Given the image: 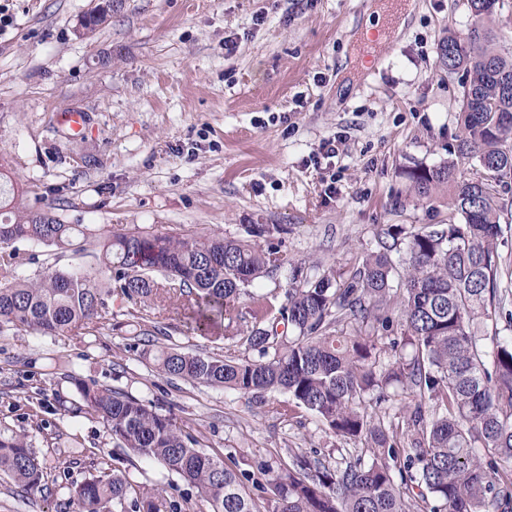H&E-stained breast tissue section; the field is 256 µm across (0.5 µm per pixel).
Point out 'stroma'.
I'll return each instance as SVG.
<instances>
[{
	"label": "stroma",
	"mask_w": 512,
	"mask_h": 512,
	"mask_svg": "<svg viewBox=\"0 0 512 512\" xmlns=\"http://www.w3.org/2000/svg\"><path fill=\"white\" fill-rule=\"evenodd\" d=\"M101 2L0 0V165L28 204L95 235L121 224L243 239L248 226L281 225L273 244L311 275L352 270L391 226L447 219L443 201L410 195L401 172L447 159L459 132V77L439 47L465 33L466 0H412L378 63L352 49L371 0H112L107 21L85 29ZM68 111L85 113L80 132L60 123ZM334 137L338 155L321 157ZM252 308L243 298L237 319L172 341L247 356ZM109 309L118 328L97 337L0 335V429L32 436L52 472L32 492L0 478V512H75L69 487L94 473L103 448L108 466L163 488L178 512L202 510L195 489L113 447L101 422L61 410L79 400L69 371L173 415L259 482V462L292 450H317L334 468L361 455L362 444L291 412L286 395L157 376L130 346L134 305L115 296ZM73 434L81 447H67Z\"/></svg>",
	"instance_id": "obj_1"
}]
</instances>
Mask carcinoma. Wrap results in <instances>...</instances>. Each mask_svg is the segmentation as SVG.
<instances>
[{
  "label": "carcinoma",
  "mask_w": 512,
  "mask_h": 512,
  "mask_svg": "<svg viewBox=\"0 0 512 512\" xmlns=\"http://www.w3.org/2000/svg\"><path fill=\"white\" fill-rule=\"evenodd\" d=\"M470 24L448 35L440 64L460 75L459 134L448 160L416 164L404 176L415 197L442 196L448 223L407 233L368 254L348 276L310 277L269 244L224 236L161 235L112 228L96 240L83 224H66L50 209L22 204L24 188L0 171V334L28 328L40 336L114 330L107 300L117 294L139 306L133 345L158 376L193 387L255 398L281 392L312 412L340 438L360 441L371 460L343 469L317 451L290 462H264L259 494L247 474L201 450L197 437L170 416L122 389L67 375L80 403L64 411L101 421L112 443L162 465L197 489L207 512H512V335L483 344L488 321L507 303L501 290V214L512 206V43H496L494 23L508 18L506 0H467ZM17 241L83 252L90 261L61 266L48 258L34 275ZM405 252L395 260L393 254ZM290 266L285 302L275 306L249 293L255 357L186 352L160 346L170 325L152 303L175 292L192 309L186 329L204 333L232 319L241 295L260 279ZM401 310V336H386L389 310ZM286 330L278 332V323ZM388 338L392 359L380 361ZM409 392L413 407L401 424L385 426L368 407ZM0 475L35 490L48 467L26 434L0 431ZM79 512H161L157 488L132 483L125 472L100 467L73 487Z\"/></svg>",
  "instance_id": "cac0c4a2"
}]
</instances>
